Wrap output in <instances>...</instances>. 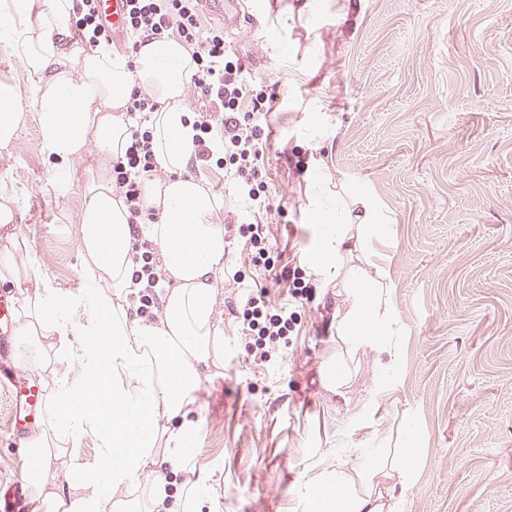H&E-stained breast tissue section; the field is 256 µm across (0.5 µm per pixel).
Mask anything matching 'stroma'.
I'll return each instance as SVG.
<instances>
[{"label": "stroma", "mask_w": 512, "mask_h": 512, "mask_svg": "<svg viewBox=\"0 0 512 512\" xmlns=\"http://www.w3.org/2000/svg\"><path fill=\"white\" fill-rule=\"evenodd\" d=\"M226 35L250 84L275 93L259 159L273 210L267 272L230 241L225 269L267 288L273 307L298 314L290 343L254 363L221 292L224 365L197 392L194 461L214 493L200 512H312L308 489L324 473L362 463L370 448L413 443L418 465L396 512H512V0H336L320 18L289 17L292 0H239ZM325 177L375 202L372 263L387 272L401 335L390 383L377 356H360L346 400L324 386L336 353L328 270L294 296V267L308 265L331 224L315 218L309 159ZM57 196L40 150L37 112L0 150L17 202L23 258L58 287L80 286L76 239L82 183ZM191 175L226 211L244 209L230 177ZM0 385V485L24 474Z\"/></svg>", "instance_id": "1"}]
</instances>
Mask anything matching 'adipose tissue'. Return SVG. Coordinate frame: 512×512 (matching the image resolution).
Segmentation results:
<instances>
[{
    "mask_svg": "<svg viewBox=\"0 0 512 512\" xmlns=\"http://www.w3.org/2000/svg\"><path fill=\"white\" fill-rule=\"evenodd\" d=\"M80 0H0V45L23 62L24 89L0 85V148L13 145L28 110L40 116L41 152L53 163L51 177L59 196H68L76 160L96 154V172L84 184L77 250L81 286L56 288L19 254L11 227L15 199L0 179V277L17 291L19 362L42 377L45 422L24 448L36 467L31 475V512H198L210 499L212 475L193 462L198 429L188 415L211 369L224 364V328L214 318L218 285L224 278L226 240L213 220L220 203L199 182L183 176L194 130L183 107L190 75L189 54L177 40L149 42L128 68L111 47L86 48L73 37ZM160 104L151 117L154 148L169 179L148 182L145 199L159 220L142 225L156 241L164 268L174 281L163 295L158 321L130 317L132 254L129 213L112 191L108 166L123 155L129 124L120 109L133 86ZM314 161L311 183L322 195L317 216L336 226L322 245L323 255L343 270L345 302L331 326L336 355L325 366V387L345 397L351 366L359 354L383 356L392 376L397 346L388 338L394 315L383 272L344 270L345 262L364 259L375 234L377 214L361 192L338 205ZM93 436L102 454L83 463L65 450ZM67 457L68 489L50 481L60 457ZM182 473L178 488L154 481L146 493L124 497L140 484L156 460ZM414 467L404 457L390 463L369 460L337 468L310 489L315 512H386L381 477L406 483ZM326 488L336 497L323 496Z\"/></svg>",
    "mask_w": 512,
    "mask_h": 512,
    "instance_id": "ef3b65f1",
    "label": "adipose tissue"
}]
</instances>
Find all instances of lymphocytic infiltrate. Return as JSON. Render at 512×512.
Returning <instances> with one entry per match:
<instances>
[{"mask_svg": "<svg viewBox=\"0 0 512 512\" xmlns=\"http://www.w3.org/2000/svg\"><path fill=\"white\" fill-rule=\"evenodd\" d=\"M206 0H129L127 29L132 51L142 44L176 39L187 49L191 79L205 98L195 110L192 127V165H213L232 176L238 196L250 210L249 222L224 219L225 238L238 237L248 245L254 266L275 268L279 254L270 245L264 215L272 210L267 184L258 165L265 138L262 113L272 97L266 91L248 94L244 69L226 49L224 30L205 23ZM250 97L251 110L240 107ZM128 116L137 120L130 128V142L124 155L112 160V189L129 212L132 229L131 281L139 290L132 295L136 313L149 319L159 310L158 288L163 278L157 264L156 244L143 237L142 225L157 223L155 208L146 206L143 188L161 171L153 149V129L144 115L156 112L158 101L145 90L133 88L124 105ZM238 290L234 314L250 335L248 353L254 361L269 362L276 351L286 348L297 320L287 308L271 309L265 289L257 287L242 271L228 272Z\"/></svg>", "mask_w": 512, "mask_h": 512, "instance_id": "lymphocytic-infiltrate-1", "label": "lymphocytic infiltrate"}]
</instances>
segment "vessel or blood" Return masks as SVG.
<instances>
[{
    "label": "vessel or blood",
    "instance_id": "vessel-or-blood-1",
    "mask_svg": "<svg viewBox=\"0 0 512 512\" xmlns=\"http://www.w3.org/2000/svg\"><path fill=\"white\" fill-rule=\"evenodd\" d=\"M98 9L102 23L112 33L113 43L124 46L127 37V0H101ZM14 328L15 305L8 297L0 295V379L8 384L12 413L10 436L13 443L17 444L28 431L27 417L32 411L41 410L44 397L38 382H30L24 387L18 384L19 373L11 349Z\"/></svg>",
    "mask_w": 512,
    "mask_h": 512
}]
</instances>
